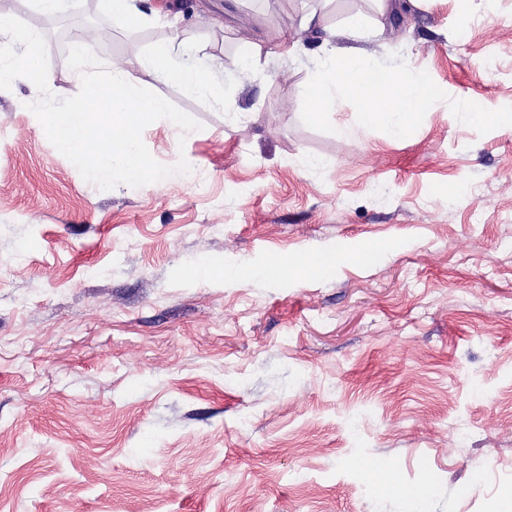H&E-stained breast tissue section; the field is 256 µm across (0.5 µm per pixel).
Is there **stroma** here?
Listing matches in <instances>:
<instances>
[{"label": "stroma", "mask_w": 512, "mask_h": 512, "mask_svg": "<svg viewBox=\"0 0 512 512\" xmlns=\"http://www.w3.org/2000/svg\"><path fill=\"white\" fill-rule=\"evenodd\" d=\"M169 2L177 27L130 30L101 0H63L53 20L0 0L42 31L54 95H72L67 53L86 33L102 64H131L132 84L200 124L142 134L192 178L102 191L48 141L24 81L0 93V512H497L512 488V129L478 134L440 102L407 139L357 135L341 101L330 119L349 131L326 134L302 123L298 91L362 13L382 25L353 42L371 58L512 105V0L385 15L374 0ZM171 41L220 99L135 67ZM302 251L356 259L263 275ZM202 262L251 276L186 277ZM376 460L401 492L368 486Z\"/></svg>", "instance_id": "35a3bbf8"}]
</instances>
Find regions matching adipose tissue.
<instances>
[{"mask_svg":"<svg viewBox=\"0 0 512 512\" xmlns=\"http://www.w3.org/2000/svg\"><path fill=\"white\" fill-rule=\"evenodd\" d=\"M136 65L206 96H216L219 91L218 84L197 65L191 51L181 44L168 43L157 47L153 52L138 58ZM347 260V255L334 252H301L272 258L264 267L263 273L271 279L286 274L305 279L329 274L338 264Z\"/></svg>","mask_w":512,"mask_h":512,"instance_id":"ef3b65f1","label":"adipose tissue"}]
</instances>
